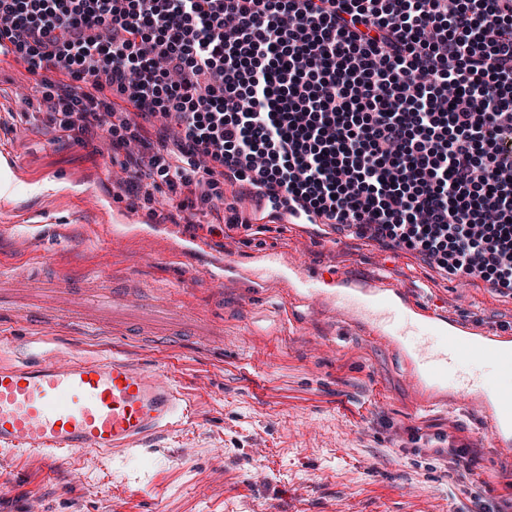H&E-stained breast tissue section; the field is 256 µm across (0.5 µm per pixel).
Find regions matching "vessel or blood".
Instances as JSON below:
<instances>
[{
	"instance_id": "1",
	"label": "vessel or blood",
	"mask_w": 512,
	"mask_h": 512,
	"mask_svg": "<svg viewBox=\"0 0 512 512\" xmlns=\"http://www.w3.org/2000/svg\"><path fill=\"white\" fill-rule=\"evenodd\" d=\"M18 309L30 316L80 325L96 311L113 327L167 326L182 315L179 308L137 303L132 295L115 290L73 291L60 271L36 282L23 300L0 280V311ZM470 360L490 362L502 374H512V359H504L496 343H474L465 330L420 347L411 374L417 378L426 372L441 373L450 364ZM461 385L495 446L511 448L512 390L498 392L495 401L489 402L471 379L462 378ZM188 415V404L167 367L121 353L97 358L57 351L0 365V449L59 458L76 451L93 464L100 455L136 447Z\"/></svg>"
}]
</instances>
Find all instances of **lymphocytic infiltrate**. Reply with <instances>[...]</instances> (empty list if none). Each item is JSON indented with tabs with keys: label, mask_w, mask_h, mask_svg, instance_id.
Listing matches in <instances>:
<instances>
[{
	"label": "lymphocytic infiltrate",
	"mask_w": 512,
	"mask_h": 512,
	"mask_svg": "<svg viewBox=\"0 0 512 512\" xmlns=\"http://www.w3.org/2000/svg\"><path fill=\"white\" fill-rule=\"evenodd\" d=\"M0 56L150 218L247 186L512 298V0H0Z\"/></svg>",
	"instance_id": "1"
}]
</instances>
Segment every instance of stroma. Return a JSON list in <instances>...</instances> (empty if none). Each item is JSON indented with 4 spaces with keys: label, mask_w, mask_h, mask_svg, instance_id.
Here are the masks:
<instances>
[{
    "label": "stroma",
    "mask_w": 512,
    "mask_h": 512,
    "mask_svg": "<svg viewBox=\"0 0 512 512\" xmlns=\"http://www.w3.org/2000/svg\"><path fill=\"white\" fill-rule=\"evenodd\" d=\"M29 94L16 63L1 61L0 150L12 163L0 267L21 282L47 274L26 261L38 252L83 287L105 270L221 333L156 348L191 415L142 446L93 468L78 452L57 461L0 449V512H478L477 501L512 497V451L493 447L456 390L462 371L504 376L450 367L425 409L403 349L461 321L512 335L511 299L328 224L282 219L222 239L149 219L119 194L123 153L102 137L58 136ZM0 318L12 336L0 363L58 348L143 354L139 337L106 328ZM464 445L477 463L461 482L435 451Z\"/></svg>",
    "instance_id": "35a3bbf8"
}]
</instances>
